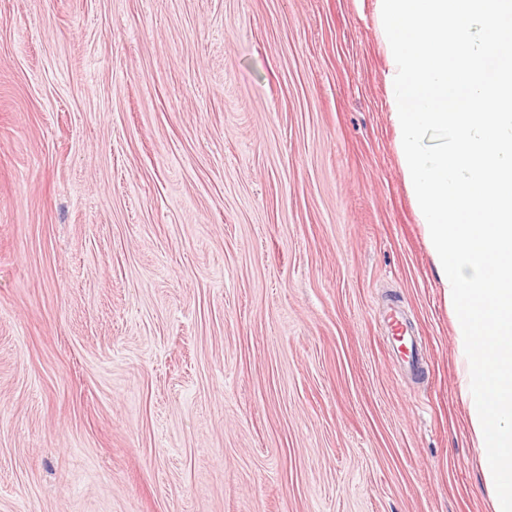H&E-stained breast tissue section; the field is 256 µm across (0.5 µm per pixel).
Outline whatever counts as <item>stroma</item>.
Returning <instances> with one entry per match:
<instances>
[{"instance_id": "obj_1", "label": "stroma", "mask_w": 512, "mask_h": 512, "mask_svg": "<svg viewBox=\"0 0 512 512\" xmlns=\"http://www.w3.org/2000/svg\"><path fill=\"white\" fill-rule=\"evenodd\" d=\"M372 11L0 0V512H492Z\"/></svg>"}]
</instances>
